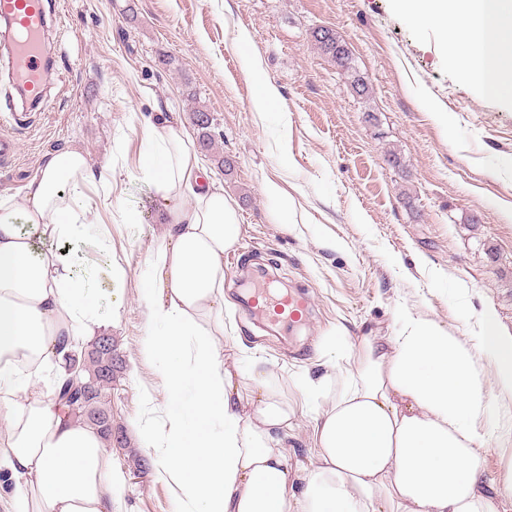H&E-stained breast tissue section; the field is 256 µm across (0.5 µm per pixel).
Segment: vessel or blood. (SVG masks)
Here are the masks:
<instances>
[{"instance_id": "obj_1", "label": "vessel or blood", "mask_w": 512, "mask_h": 512, "mask_svg": "<svg viewBox=\"0 0 512 512\" xmlns=\"http://www.w3.org/2000/svg\"><path fill=\"white\" fill-rule=\"evenodd\" d=\"M0 23L11 35L10 49L17 61L13 73L16 88L22 98L41 99L43 96L42 38L47 26L44 0H0ZM252 306L280 330L301 323L307 305L302 297L271 295L269 289H255Z\"/></svg>"}]
</instances>
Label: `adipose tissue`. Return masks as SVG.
<instances>
[{"mask_svg": "<svg viewBox=\"0 0 512 512\" xmlns=\"http://www.w3.org/2000/svg\"><path fill=\"white\" fill-rule=\"evenodd\" d=\"M414 25L437 32L452 66L477 86L512 96V0H395ZM234 44L251 74L262 65L250 37ZM258 79L255 111H280ZM141 178L161 201L141 281L145 352L164 375L162 430L141 440L158 458L184 512H500L512 472L489 487L478 418L486 391L474 356L429 319L407 318L398 336L325 335L314 377L316 451L292 476L281 436L292 426L273 367L240 371L224 359V255L241 234L236 207L209 181L194 130L143 120ZM111 164L90 171L78 150L44 157L22 193L0 191V512H112L116 483L97 426L74 420L54 394L67 354L83 356L124 305L108 266L110 308L77 272L73 245L107 225L92 217L109 198ZM496 357L497 398L512 403V336L483 314ZM301 481L294 490L293 481Z\"/></svg>", "mask_w": 512, "mask_h": 512, "instance_id": "ef3b65f1", "label": "adipose tissue"}]
</instances>
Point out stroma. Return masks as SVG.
Segmentation results:
<instances>
[{"label": "stroma", "instance_id": "1", "mask_svg": "<svg viewBox=\"0 0 512 512\" xmlns=\"http://www.w3.org/2000/svg\"><path fill=\"white\" fill-rule=\"evenodd\" d=\"M51 97L13 127L17 157L0 165V190L22 192L50 152L75 147L91 169L112 163L113 205L139 224L112 225V259L126 270L125 304L108 327L122 363L101 401L112 416L108 453L123 488L112 512H181L144 448L139 422L161 417L167 397L141 350L146 315L140 270L161 224L154 189L137 176L142 116L191 123L211 114L210 176L239 210L237 264L224 266V354L240 370L269 361L296 409L282 446L293 470L315 452L316 405L297 385L316 371L323 336H392L407 317L434 320L476 355L485 381L496 359L483 347L482 312L512 334V105L453 70L433 30L392 0H50ZM342 39L369 80L357 95L321 55L312 32ZM247 30L287 116L254 111V82L232 44ZM448 115L439 124L435 113ZM397 154L399 164L388 163ZM235 162L232 174L218 156ZM278 183L294 204L276 218L264 192ZM308 294L307 326L277 334L243 304L257 281ZM504 412L488 397L480 418L489 481L512 468Z\"/></svg>", "mask_w": 512, "mask_h": 512}]
</instances>
